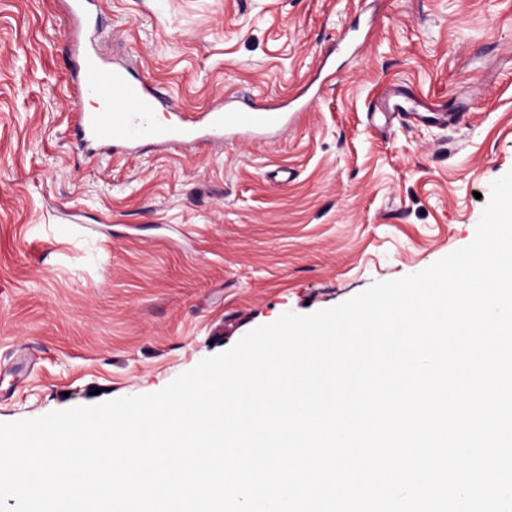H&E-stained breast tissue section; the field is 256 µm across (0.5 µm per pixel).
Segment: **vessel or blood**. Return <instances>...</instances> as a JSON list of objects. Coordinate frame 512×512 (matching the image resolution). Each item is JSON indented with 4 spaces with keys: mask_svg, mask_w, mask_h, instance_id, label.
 I'll return each instance as SVG.
<instances>
[{
    "mask_svg": "<svg viewBox=\"0 0 512 512\" xmlns=\"http://www.w3.org/2000/svg\"><path fill=\"white\" fill-rule=\"evenodd\" d=\"M74 60L77 84L69 101L73 117L70 134L82 145L192 149L207 143L268 136L286 130L293 120L292 113L237 95L205 112L176 113L172 122L161 124L154 116L159 107L171 106V99L125 67L105 68L98 44L79 43ZM91 96L102 103L98 111L85 107L86 98Z\"/></svg>",
    "mask_w": 512,
    "mask_h": 512,
    "instance_id": "vessel-or-blood-1",
    "label": "vessel or blood"
}]
</instances>
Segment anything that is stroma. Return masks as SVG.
<instances>
[{"label":"stroma","mask_w":512,"mask_h":512,"mask_svg":"<svg viewBox=\"0 0 512 512\" xmlns=\"http://www.w3.org/2000/svg\"><path fill=\"white\" fill-rule=\"evenodd\" d=\"M66 2L0 0V422L160 391L417 273L512 170V0H97L105 54L185 111L314 97L267 141L116 153L69 135ZM403 87L458 124L368 119Z\"/></svg>","instance_id":"stroma-1"}]
</instances>
